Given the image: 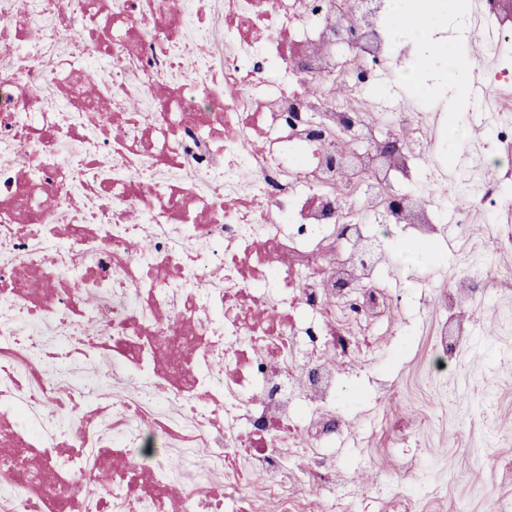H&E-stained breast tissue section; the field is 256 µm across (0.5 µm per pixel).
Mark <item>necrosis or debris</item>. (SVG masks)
<instances>
[{"label":"necrosis or debris","instance_id":"necrosis-or-debris-1","mask_svg":"<svg viewBox=\"0 0 512 512\" xmlns=\"http://www.w3.org/2000/svg\"><path fill=\"white\" fill-rule=\"evenodd\" d=\"M172 4L0 0V447L25 461L0 468V512H306L307 490L342 477L323 452L346 427L338 381L397 306L380 284L389 256L367 252L349 201L404 224L387 195L431 135L414 126L378 155L372 64L403 47L381 35L337 69L329 34L379 21L348 0ZM275 65L288 86L270 93ZM494 84L481 119L497 151L479 165L499 169L512 71ZM153 166L178 175L146 179ZM509 207L479 182L456 238ZM104 354L126 391L109 411L54 377Z\"/></svg>","mask_w":512,"mask_h":512}]
</instances>
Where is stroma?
Masks as SVG:
<instances>
[{"label": "stroma", "mask_w": 512, "mask_h": 512, "mask_svg": "<svg viewBox=\"0 0 512 512\" xmlns=\"http://www.w3.org/2000/svg\"><path fill=\"white\" fill-rule=\"evenodd\" d=\"M487 10L488 0H462L455 7L437 0L434 38L449 46L458 42L461 26L491 29L484 18ZM407 66L396 59L386 67L382 121L394 129L400 113H421L435 133L428 158L438 177L405 193L419 201L440 198L453 206L468 205L461 184L476 148L486 142L469 114L482 103L473 101L470 112H459L452 109L449 92L434 97L398 83ZM363 221L375 225L394 258L381 278L400 303L375 337L373 372L347 375L340 382L336 411L350 432L331 450L337 462H349L350 482L309 493V512H324L339 499L349 512H391L384 490L400 488L407 480L418 487L412 512H512V484L482 463L489 452L512 463V290L489 303L476 297L468 314L477 330L448 358L446 371L436 372L433 366L437 294L462 277L479 276L474 256L497 254L496 227L474 223L463 241L444 227L432 243L440 260L425 266L408 252L409 235L388 229L377 214Z\"/></svg>", "instance_id": "obj_1"}]
</instances>
